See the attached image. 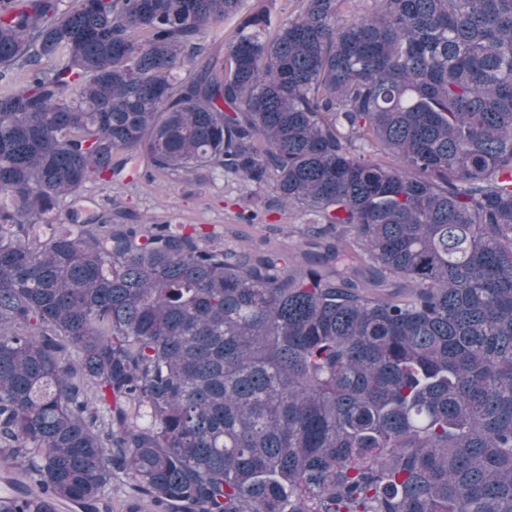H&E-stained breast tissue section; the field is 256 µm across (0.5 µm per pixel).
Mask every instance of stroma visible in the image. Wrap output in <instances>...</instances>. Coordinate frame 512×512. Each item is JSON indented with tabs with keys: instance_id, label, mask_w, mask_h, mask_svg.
<instances>
[{
	"instance_id": "35a3bbf8",
	"label": "stroma",
	"mask_w": 512,
	"mask_h": 512,
	"mask_svg": "<svg viewBox=\"0 0 512 512\" xmlns=\"http://www.w3.org/2000/svg\"><path fill=\"white\" fill-rule=\"evenodd\" d=\"M81 207L125 224H183L198 228L211 243L228 251H275L296 255L297 245L314 216L285 206L267 186L244 187L230 174L184 175L141 170L111 182L87 184Z\"/></svg>"
}]
</instances>
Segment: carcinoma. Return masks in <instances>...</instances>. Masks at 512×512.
I'll return each mask as SVG.
<instances>
[{
  "label": "carcinoma",
  "mask_w": 512,
  "mask_h": 512,
  "mask_svg": "<svg viewBox=\"0 0 512 512\" xmlns=\"http://www.w3.org/2000/svg\"><path fill=\"white\" fill-rule=\"evenodd\" d=\"M60 2L0 0V512H512V0ZM122 152L313 212L303 265L52 223ZM243 7L252 12L267 11L277 21L299 8V4L296 0H244ZM235 26L236 21L234 19H224V22H219L214 25L202 42L205 46L206 54L214 53L220 49L223 51L224 41L232 37ZM132 495L127 477L118 474L112 478V486L107 489L104 501L112 508V512H128L126 504Z\"/></svg>",
  "instance_id": "carcinoma-1"
}]
</instances>
